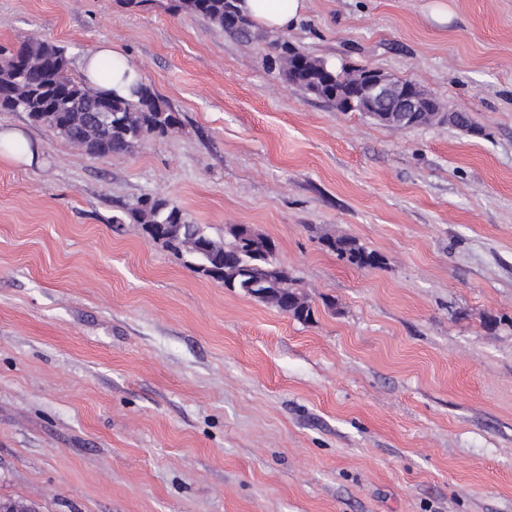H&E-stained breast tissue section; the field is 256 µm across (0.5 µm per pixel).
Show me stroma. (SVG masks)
Returning <instances> with one entry per match:
<instances>
[{"mask_svg": "<svg viewBox=\"0 0 512 512\" xmlns=\"http://www.w3.org/2000/svg\"><path fill=\"white\" fill-rule=\"evenodd\" d=\"M176 5L0 0V44L53 42L75 77L110 44L180 119L99 157L0 112V500L512 512V0H307L246 39ZM284 40L414 81L478 131L338 111L288 82ZM145 193L273 239L313 322L113 224ZM340 236L383 265L339 259Z\"/></svg>", "mask_w": 512, "mask_h": 512, "instance_id": "obj_1", "label": "stroma"}]
</instances>
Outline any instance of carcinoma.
<instances>
[{
	"label": "carcinoma",
	"instance_id": "carcinoma-1",
	"mask_svg": "<svg viewBox=\"0 0 512 512\" xmlns=\"http://www.w3.org/2000/svg\"><path fill=\"white\" fill-rule=\"evenodd\" d=\"M179 10L206 18L213 26L238 37L250 35L252 22L239 14L236 0H179ZM278 62L288 82L324 101L336 104V91L352 85L349 70H340L321 59L312 58L303 68L288 65L296 48L284 41L278 44ZM39 60L42 68L30 71L18 68V62ZM70 59L66 50L56 44L30 40L16 49L0 46V112L22 111L59 136L73 143L86 133V113L82 109L96 104L99 96L108 99L109 112L101 128L102 135L89 143V151L104 156L108 153L130 152L149 136H163L179 119L162 104L155 90L138 81L129 96L115 92L93 91L83 81L69 74ZM142 225L143 231L160 244L185 259L186 265L204 277L223 283L228 289L249 295L303 323L314 318V308L294 287L288 271L279 267L266 253L272 240L239 226L229 230L231 240L203 233L208 253L196 251L198 241L178 232V225L188 224L186 213L160 194L138 197L113 216L112 223L126 221ZM329 250L358 268H377L384 258L368 251L350 237L327 241Z\"/></svg>",
	"mask_w": 512,
	"mask_h": 512
}]
</instances>
